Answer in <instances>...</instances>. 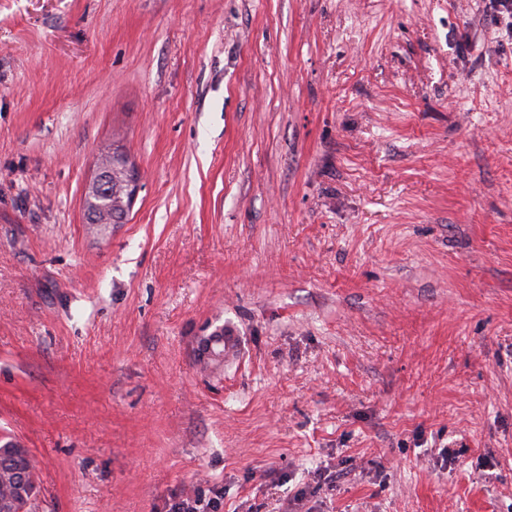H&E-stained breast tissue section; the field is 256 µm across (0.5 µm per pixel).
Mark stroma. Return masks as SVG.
<instances>
[{"mask_svg": "<svg viewBox=\"0 0 512 512\" xmlns=\"http://www.w3.org/2000/svg\"><path fill=\"white\" fill-rule=\"evenodd\" d=\"M484 7L0 0L28 512H512V38ZM115 140L142 189L99 228ZM106 160L112 161L117 168L112 169L101 163ZM97 171L95 179L88 183L91 191L102 192L111 186L110 176H112V189L109 193H84V211L86 218L94 215L107 221L112 219V224H122L125 214L126 202L123 186V172L121 168L126 166L134 167L130 162L128 155L122 150V147L112 141V151L110 146L102 149L98 158ZM239 336H235L230 330L224 329V338H214L209 340L204 346L205 353L210 359L221 357L224 349V363L231 358H235L239 351Z\"/></svg>", "mask_w": 512, "mask_h": 512, "instance_id": "35a3bbf8", "label": "stroma"}]
</instances>
